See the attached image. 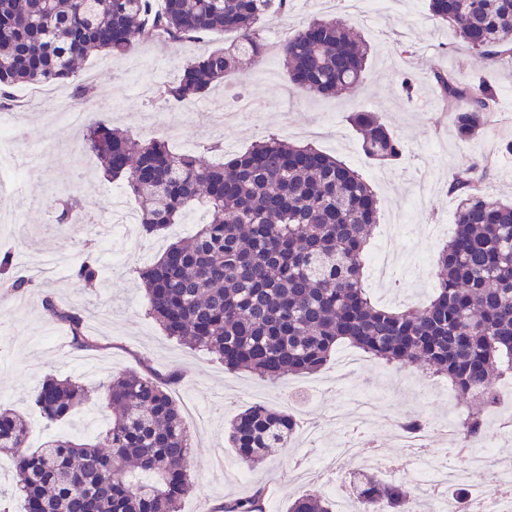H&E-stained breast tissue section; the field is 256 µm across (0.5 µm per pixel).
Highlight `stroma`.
Returning a JSON list of instances; mask_svg holds the SVG:
<instances>
[{
    "label": "stroma",
    "instance_id": "obj_1",
    "mask_svg": "<svg viewBox=\"0 0 512 512\" xmlns=\"http://www.w3.org/2000/svg\"><path fill=\"white\" fill-rule=\"evenodd\" d=\"M321 17L349 23L368 47L364 83L356 94L323 97L291 86L280 58L271 56L260 67H246L243 76L226 78L210 91V99L223 100L231 114L223 127L210 126L190 105H166L158 87L176 79L187 59L233 40V33L224 32L179 45L146 40L136 52L119 58L89 57L75 84L57 87L56 95L93 114L99 113L101 103H109L113 126L145 138L163 136L168 125L179 127L182 141L170 143L178 153L188 148L199 154L211 143L224 141L241 152L275 134L336 157L362 174L377 197L379 224L373 244L393 233L398 250H413L421 258V267H401L382 284L372 270H365L373 300L387 307L420 305L437 278V252L455 230L457 202L446 190L449 176L459 166L483 163L494 156L498 141L512 139V59L477 65L452 27L430 19L425 0H391L385 15L368 21L350 15L340 2L324 11L299 0L287 15L264 21L261 29L267 42L276 43V27L291 32ZM403 43L411 44L414 54H400ZM437 73L479 76L496 87L501 110L490 123L489 135L471 141L458 138L438 98L433 80ZM95 74L100 83L86 95H77L76 83ZM406 75L416 82L410 99L401 89ZM240 93L259 101V109L236 113L234 98ZM45 110L39 102L24 106L14 147L23 155L46 146L49 154L36 174L20 177L9 194L0 195V205L10 204L20 217L17 241L26 261L16 265L17 275H27L29 266L48 259L59 267L50 277L35 280L31 290L0 289V405L26 417L29 447H40L51 437L76 443L94 440L112 420L105 401L112 378L128 372L149 374L166 383L179 405L193 400L207 409L204 421H186L193 443L194 490L184 499L182 512H219L226 501L248 497L260 487L266 490L265 512H286L290 499L306 489L294 479L296 465L307 466L321 452H335L342 428L333 414L358 394L370 393L378 397L380 407L365 423L367 437L380 444V458L390 471L412 483L413 458L407 449L396 447L382 421L443 417L440 384L426 370L387 367L367 357L358 368L342 370L333 357L316 373L270 383L247 371L225 369L208 353L166 336L146 315L148 299L139 269L156 261L171 242L192 236L196 224L208 221L206 211H193L191 223L171 225L151 238L143 236L140 225H131L133 243L124 248L118 264L102 261L99 280L87 287L74 278L85 240L112 224L113 182L96 156L83 151V129L47 128ZM362 110L379 113L400 138L404 151L397 161L380 164L365 156L351 122L353 113ZM426 169L432 175L433 194L424 206L416 207L410 203V190ZM64 185L80 202L81 223L57 221L54 196ZM49 298L83 316L94 347L76 348L69 330L47 318L44 303ZM49 374L78 379L88 391L87 408L50 429L30 405L31 393ZM289 402L300 407L296 439L288 447L272 449L264 464L239 473V458L225 435L230 421L257 403L281 409Z\"/></svg>",
    "mask_w": 512,
    "mask_h": 512
}]
</instances>
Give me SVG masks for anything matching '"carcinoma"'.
<instances>
[{"instance_id": "1", "label": "carcinoma", "mask_w": 512, "mask_h": 512, "mask_svg": "<svg viewBox=\"0 0 512 512\" xmlns=\"http://www.w3.org/2000/svg\"><path fill=\"white\" fill-rule=\"evenodd\" d=\"M284 0H0V88L67 84L75 64L92 55H128L145 37L192 41L212 31L237 40L188 61L158 95L189 104L242 72L257 68L267 43L260 22ZM438 23H451L479 62L512 55V0H428ZM290 82L321 95L355 94L367 52L352 29L314 19L281 44ZM462 140L488 129L499 105L489 84L435 77ZM362 148L374 161L398 159L400 139L376 112H357ZM83 148L107 177L136 198L140 224L153 236L182 223L197 206L210 220L175 241L139 271L148 315L165 334L205 350L233 370L275 382L321 370L341 343L384 365L421 366L448 389L478 404L459 426L468 442L487 431L497 382L512 378V204L490 197L472 169L458 168L449 191L460 197L454 235L439 250L433 297L419 309L376 306L362 284L363 259L377 224V198L360 175L310 145L272 134L216 165L175 153L166 138L142 139L90 119ZM58 223L73 224L79 202L62 188ZM76 277L93 283L99 262L87 255ZM48 318L66 324L72 343L93 346L83 317L54 300ZM112 425L93 443L52 440L25 446L28 422L0 407V454L11 456L10 495L25 512H179L190 494L192 446L182 413L155 378L125 373L106 389ZM50 424L64 423L87 402L76 379L45 377L30 395ZM294 416L255 404L238 413L227 439L249 467L295 433ZM264 491L224 503L223 512H263ZM356 512H425L414 489L369 471L352 481ZM287 512H336L322 492L296 496Z\"/></svg>"}]
</instances>
